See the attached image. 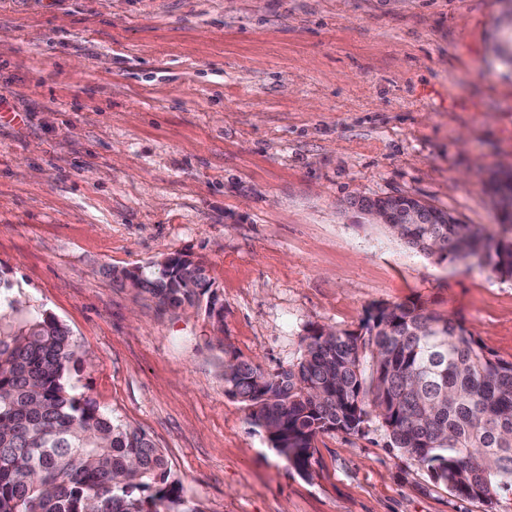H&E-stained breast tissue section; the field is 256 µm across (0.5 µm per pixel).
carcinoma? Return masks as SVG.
Returning a JSON list of instances; mask_svg holds the SVG:
<instances>
[{"label": "carcinoma", "instance_id": "cac0c4a2", "mask_svg": "<svg viewBox=\"0 0 512 512\" xmlns=\"http://www.w3.org/2000/svg\"><path fill=\"white\" fill-rule=\"evenodd\" d=\"M400 203L433 217L400 225L410 247L512 278L511 224L493 233L419 199ZM139 275L158 309L198 307L205 296L208 315L220 316L202 265L177 258ZM78 360L69 329L17 299L0 274V512H203L147 433L71 384ZM234 361L225 392L301 473L318 435L375 421L390 447L455 495L490 504L512 491V361L416 300L375 305L357 331L309 328L298 361L275 373Z\"/></svg>", "mask_w": 512, "mask_h": 512}]
</instances>
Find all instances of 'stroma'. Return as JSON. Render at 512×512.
Wrapping results in <instances>:
<instances>
[{
	"mask_svg": "<svg viewBox=\"0 0 512 512\" xmlns=\"http://www.w3.org/2000/svg\"><path fill=\"white\" fill-rule=\"evenodd\" d=\"M512 0H0V271L84 354L73 381L144 430L204 512H512L464 500L377 424L318 435L307 472L224 390L312 326L408 300L512 360V279L438 263L355 208L406 195L498 227L512 171ZM180 254L220 305L112 282Z\"/></svg>",
	"mask_w": 512,
	"mask_h": 512,
	"instance_id": "35a3bbf8",
	"label": "stroma"
}]
</instances>
